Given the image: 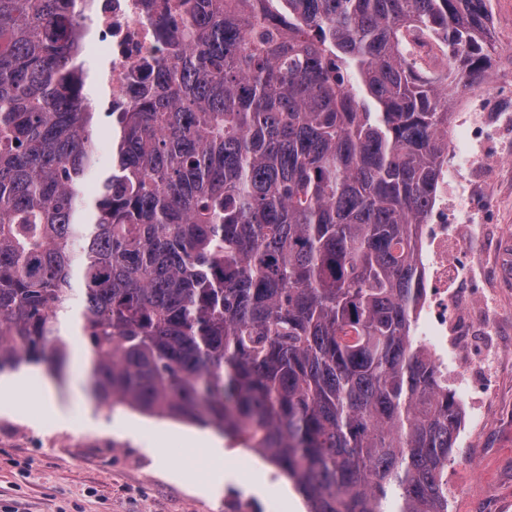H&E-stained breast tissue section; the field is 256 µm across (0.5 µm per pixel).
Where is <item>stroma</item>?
Listing matches in <instances>:
<instances>
[{
	"instance_id": "obj_1",
	"label": "stroma",
	"mask_w": 512,
	"mask_h": 512,
	"mask_svg": "<svg viewBox=\"0 0 512 512\" xmlns=\"http://www.w3.org/2000/svg\"><path fill=\"white\" fill-rule=\"evenodd\" d=\"M496 32L488 81L493 94L469 88L489 120L479 141L466 138L468 112L456 109L448 146L458 162L444 172L439 192L460 223L493 219L512 225V173L495 159H512V0H498L492 16ZM503 313L501 372L497 396L488 402L468 396L462 411L485 421L467 445L448 457V492L456 512H482V496L493 493L498 512H512V288L493 292ZM21 377L52 396L54 410L18 414L0 404V512H230L246 501L251 512H308L293 482L270 462L247 471L255 453L223 439L224 481L214 484L213 465L190 442L210 427L160 418L96 399L86 368L74 366L64 381L44 364L0 373V386ZM122 428H114V421ZM168 451L171 468L159 467L152 449Z\"/></svg>"
}]
</instances>
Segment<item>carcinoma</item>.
Listing matches in <instances>:
<instances>
[{"instance_id": "1", "label": "carcinoma", "mask_w": 512, "mask_h": 512, "mask_svg": "<svg viewBox=\"0 0 512 512\" xmlns=\"http://www.w3.org/2000/svg\"><path fill=\"white\" fill-rule=\"evenodd\" d=\"M76 6L0 0V372L61 377L76 314L99 400L215 427L308 512H448L462 411L414 336L415 237L448 100L487 77L484 0H178L115 118L87 111ZM403 38L418 61L430 72H438L443 56L434 35L413 26L403 32Z\"/></svg>"}]
</instances>
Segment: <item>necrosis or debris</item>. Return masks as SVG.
Returning <instances> with one entry per match:
<instances>
[{
	"mask_svg": "<svg viewBox=\"0 0 512 512\" xmlns=\"http://www.w3.org/2000/svg\"><path fill=\"white\" fill-rule=\"evenodd\" d=\"M163 0H79L81 33L84 42L106 58V83L111 94L104 105L108 112L132 108L138 88L151 84L158 67L174 48L162 39L156 16ZM450 214L439 223L419 225L416 239L418 265L423 273L422 296L417 319L434 338L432 357L448 348L458 350L465 361L460 372L471 389L486 399H494L496 385L490 377L471 378V366L494 363L500 317L490 309L480 290L448 293V270L465 271L475 266L466 247L448 250Z\"/></svg>",
	"mask_w": 512,
	"mask_h": 512,
	"instance_id": "obj_1",
	"label": "necrosis or debris"
}]
</instances>
